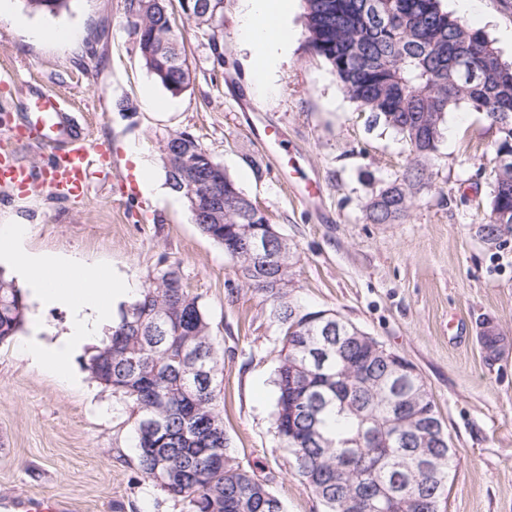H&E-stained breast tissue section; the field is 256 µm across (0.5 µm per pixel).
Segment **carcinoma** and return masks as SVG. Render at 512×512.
<instances>
[{"label":"carcinoma","instance_id":"obj_1","mask_svg":"<svg viewBox=\"0 0 512 512\" xmlns=\"http://www.w3.org/2000/svg\"><path fill=\"white\" fill-rule=\"evenodd\" d=\"M71 0H25L33 13L56 15ZM125 0L130 27L168 32L167 0L140 11ZM220 0H192L186 21L210 32ZM385 3L389 8L380 7ZM309 51L331 68L346 96L362 112L394 131L410 163L365 205L373 224L406 217L414 199L432 186V161L448 112L466 105L496 128L489 213L477 224L481 240L501 247L512 236V182L499 177L501 155L512 156V63L502 59L481 30L442 7L441 0H304ZM168 50L144 63L161 86L175 77ZM228 224H248L246 195L226 202ZM224 246L244 282L263 297L283 331L275 370L274 428L294 467L325 512H343L344 498L365 490L394 500L389 512H439L456 468L451 446L434 435L443 427L428 394L413 391L412 375L371 350L374 338L336 339L318 314L293 296L292 256L285 251L270 272L278 285L253 280L251 260L224 245L233 237L222 224H201ZM27 303L14 280L0 274V343L21 329ZM100 385L132 404L138 463L151 480L165 472L161 489L188 512H284L266 485L239 467L230 453L218 401L219 348L198 297L179 270H157L117 326L84 362Z\"/></svg>","mask_w":512,"mask_h":512}]
</instances>
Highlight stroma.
<instances>
[{"label": "stroma", "mask_w": 512, "mask_h": 512, "mask_svg": "<svg viewBox=\"0 0 512 512\" xmlns=\"http://www.w3.org/2000/svg\"><path fill=\"white\" fill-rule=\"evenodd\" d=\"M243 0H222L221 48L169 9L191 72L171 97L145 68L124 0H73L58 15L9 0L0 15V130L25 120L47 90L70 104L93 143L112 154L83 197L0 190V224L31 227L29 250L126 273L147 285L178 267L198 296L224 352L219 377L231 452L283 502L285 512H324L275 435L273 383L281 333L270 306L243 282L221 245L201 233L184 199L128 194L139 145L165 182L162 145L191 132L287 239L294 295L332 310L409 360L421 374L457 453L440 512H512V242L492 248L473 229L490 193L495 130L482 113L449 112L451 138L432 163L434 184L393 224L366 221L364 206L409 161L399 136L357 111L327 63L307 49L304 8L293 38L274 58L276 90L257 94L250 50L238 37ZM486 29L512 62V0H476L467 24ZM70 40L52 38L55 30ZM281 128L296 173L285 176L263 139ZM260 170H253L251 161ZM320 193L303 196L304 179ZM500 339L496 359L481 344L485 325ZM83 387L34 369L15 342L0 344V501L50 497L70 512H183L138 464L130 403L84 377Z\"/></svg>", "instance_id": "1"}]
</instances>
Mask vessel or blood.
Segmentation results:
<instances>
[{"label": "vessel or blood", "instance_id": "b4317fda", "mask_svg": "<svg viewBox=\"0 0 512 512\" xmlns=\"http://www.w3.org/2000/svg\"><path fill=\"white\" fill-rule=\"evenodd\" d=\"M23 137L49 153L45 177L33 184L28 171L6 153H0V186L22 189L41 187L50 194L65 197L88 193L93 164H108L109 155L90 142L79 121L67 112L56 94L40 92L32 98Z\"/></svg>", "mask_w": 512, "mask_h": 512}]
</instances>
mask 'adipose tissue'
<instances>
[{"mask_svg":"<svg viewBox=\"0 0 512 512\" xmlns=\"http://www.w3.org/2000/svg\"><path fill=\"white\" fill-rule=\"evenodd\" d=\"M293 9L294 0H244L238 30L255 56L258 90H268L271 84L270 62L288 43ZM29 233L22 223L1 224L0 255L10 259L15 273L28 284L37 308H63L69 322L53 341L32 335L19 342L18 351L31 366L68 378L73 361L88 346L111 335L120 305L137 297L139 287L117 272L106 276L70 258L29 252L24 247Z\"/></svg>","mask_w":512,"mask_h":512,"instance_id":"ef3b65f1","label":"adipose tissue"}]
</instances>
